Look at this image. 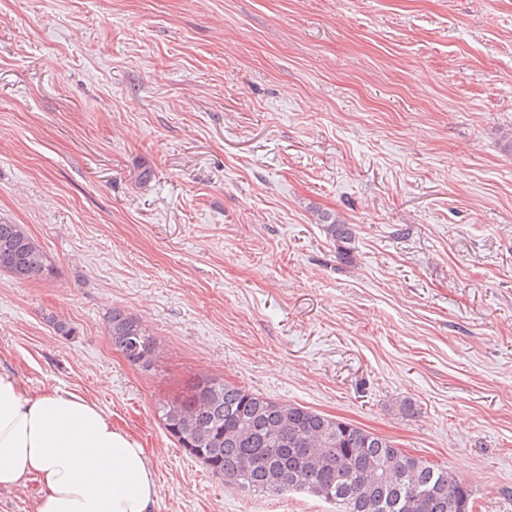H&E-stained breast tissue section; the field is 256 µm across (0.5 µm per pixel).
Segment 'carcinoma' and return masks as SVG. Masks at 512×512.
<instances>
[{"label":"carcinoma","instance_id":"cac0c4a2","mask_svg":"<svg viewBox=\"0 0 512 512\" xmlns=\"http://www.w3.org/2000/svg\"><path fill=\"white\" fill-rule=\"evenodd\" d=\"M317 220L348 257L353 225L327 212ZM20 236L29 248L21 280L51 276L52 264L22 225L0 224V241ZM107 334L121 353L134 338L139 350L127 361L154 368L155 341L140 321L114 308ZM156 412L178 447L227 486L257 495L307 493L336 512H472V489L448 468L351 422L224 380L199 377L182 398L157 403Z\"/></svg>","mask_w":512,"mask_h":512}]
</instances>
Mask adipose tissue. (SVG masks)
Segmentation results:
<instances>
[{
	"label": "adipose tissue",
	"mask_w": 512,
	"mask_h": 512,
	"mask_svg": "<svg viewBox=\"0 0 512 512\" xmlns=\"http://www.w3.org/2000/svg\"><path fill=\"white\" fill-rule=\"evenodd\" d=\"M37 479L34 512H154L151 454L75 393H26L0 374V488Z\"/></svg>",
	"instance_id": "1"
}]
</instances>
